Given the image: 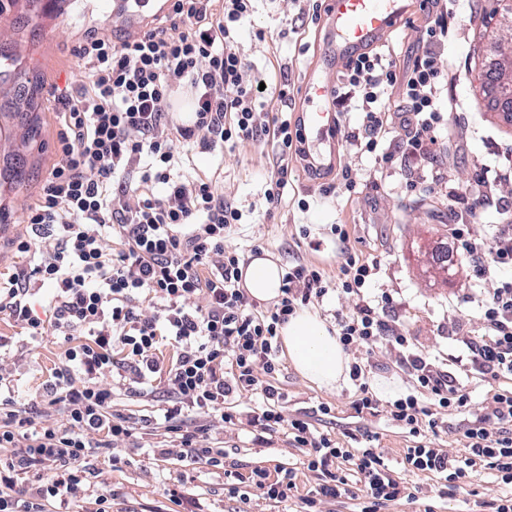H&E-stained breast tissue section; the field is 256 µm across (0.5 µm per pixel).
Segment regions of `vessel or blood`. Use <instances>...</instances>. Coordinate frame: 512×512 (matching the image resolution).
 Segmentation results:
<instances>
[{"label":"vessel or blood","mask_w":512,"mask_h":512,"mask_svg":"<svg viewBox=\"0 0 512 512\" xmlns=\"http://www.w3.org/2000/svg\"><path fill=\"white\" fill-rule=\"evenodd\" d=\"M97 7L134 37L168 4L166 0H98ZM409 11L405 0H325L324 42L303 76L298 112L305 147L318 169L336 164L338 71L349 58L383 43L403 24Z\"/></svg>","instance_id":"obj_1"}]
</instances>
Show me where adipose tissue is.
Returning a JSON list of instances; mask_svg holds the SVG:
<instances>
[{
    "mask_svg": "<svg viewBox=\"0 0 512 512\" xmlns=\"http://www.w3.org/2000/svg\"><path fill=\"white\" fill-rule=\"evenodd\" d=\"M243 285L260 302L277 300L282 269L269 254L256 256L242 270ZM279 338L289 363L305 380L334 390L349 377V360L335 328L317 312L302 308L280 326Z\"/></svg>",
    "mask_w": 512,
    "mask_h": 512,
    "instance_id": "ef3b65f1",
    "label": "adipose tissue"
}]
</instances>
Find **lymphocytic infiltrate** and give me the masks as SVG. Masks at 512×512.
Segmentation results:
<instances>
[{"label": "lymphocytic infiltrate", "instance_id": "lymphocytic-infiltrate-1", "mask_svg": "<svg viewBox=\"0 0 512 512\" xmlns=\"http://www.w3.org/2000/svg\"><path fill=\"white\" fill-rule=\"evenodd\" d=\"M426 2L435 12L412 65L398 67L378 47L360 53L345 64L335 99L343 108L358 99L362 123L352 138L361 152L383 160L388 118L397 116L401 152L420 169L446 143L437 47L448 35V10L446 0ZM252 10L253 0H172L136 38L119 41L92 30L77 46L89 82L54 98L56 161L26 212L29 232L16 243L31 262L0 277V316L27 336H60L70 347L39 407L15 400L12 374L0 365V512H71L87 495L95 512H111L112 491L100 482L96 461L123 463L135 434L130 421L112 412L114 384L148 395L160 372L171 394L162 417L172 425L179 456L220 466L223 448L183 420L194 412L232 422L228 399L256 392L265 406L251 426L288 424L294 442L309 451L306 465L319 482L308 508L347 495L336 470L350 460L362 476V512H381L405 488L375 446L367 442L352 453L314 435L302 419L285 420L280 392L259 378L279 369V326L322 301L336 283L360 301L355 312L336 319L341 345L387 337L414 377L415 393L391 402L392 421L417 436L437 427L439 409L468 408L457 378L412 352L407 336L372 306L377 261L347 260L335 283L316 266L289 265L280 298L265 310L240 288L245 257L228 239L243 213L225 200L217 178L187 177L180 168L183 146L232 151L271 136L278 160L263 197L270 213L282 203L303 139L293 86L281 81L264 97L240 50L238 30ZM394 88L399 103L392 110L380 98ZM180 91L192 102L185 124L170 117ZM448 234L477 277L512 271L511 224L489 241L472 237L465 224L449 225ZM44 288L50 294L35 309L32 300ZM481 313V335L465 343L468 360L492 379L512 374V278L482 300ZM164 337L179 350L166 371L154 356ZM116 349L121 359H113ZM485 410L463 432L464 455L421 443L408 449L407 465L456 487L484 462L512 485V433L486 427L491 419L512 422V396L493 394Z\"/></svg>", "mask_w": 512, "mask_h": 512}]
</instances>
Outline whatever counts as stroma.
Instances as JSON below:
<instances>
[{"mask_svg": "<svg viewBox=\"0 0 512 512\" xmlns=\"http://www.w3.org/2000/svg\"><path fill=\"white\" fill-rule=\"evenodd\" d=\"M87 2L70 0L64 8L50 11L40 0H24L13 11L11 31L0 39V81L11 86L0 97V120L14 129L11 143L0 150V171L14 173L0 181V222L7 226L0 236V273L5 275L23 262L15 242L26 232L24 214L37 202L56 160L58 115L47 93L54 85L73 88L84 81L76 46L86 30L109 23L87 11ZM501 11L500 0H448V39L438 48L447 73L442 98L457 103L458 109L446 115L454 146L433 161L434 170L442 175L433 186H410L412 162L397 157L379 163L344 141L339 165L349 169L355 191L344 188L340 172L316 180L296 162L284 204L267 219L263 193L275 156L271 144L248 143L221 159L194 149L183 167L184 174L192 176L222 171L225 197L243 212L231 242L245 256L266 252L280 266L300 261L320 267L333 279L344 262L333 232L334 225L341 224L350 236L349 254L379 261L374 296L392 298L394 316L412 350L435 358L469 395L467 411L442 409L436 429L425 437L428 446L452 455L462 454L463 431L481 414L487 398L512 392V375L504 373L489 382L463 362L465 340L481 329L480 296L497 287L498 275L480 280L463 259L443 262L450 251L448 226L465 214L463 206L449 208V188L465 189L473 198L480 192L481 171L512 172V124L499 115L491 95L481 92L477 83L478 74L494 58L482 35L497 26ZM297 13L295 0H256L239 30L241 49L255 75L276 78L284 73L291 84H300L323 34L319 27L300 25ZM427 21L426 12L414 10L404 26L388 36L385 46L398 65L421 52L419 35ZM260 30L265 33L261 41L255 37ZM301 198L308 201V210L298 209ZM495 199V206L470 218L476 237L489 239L499 225H512V179L497 181ZM0 335L11 338L22 353L15 372L20 397L29 400L42 393L67 342L58 336L34 340L19 335L6 319L0 320ZM177 353L172 341L160 340L155 357L162 371L156 376L154 394L133 396L118 389L112 402L113 413L128 417L144 442L161 448L170 447L175 438L156 417L166 399L165 370ZM346 355L349 362L365 366L364 382L350 380L339 390L326 391L304 380L284 356L269 382L283 395L284 416L307 420L315 433L350 449L361 446L367 435L377 436L386 463L410 492L384 512H423L428 505L435 512H482L485 502L512 492L484 466L476 467L470 483L460 488L445 487L432 474L411 470L405 452L416 439L389 419L386 398L378 397L371 410L355 408L361 387L372 390L382 380L395 383L398 394L411 392L412 379L399 352L378 337L351 346ZM194 423L223 426V466L207 467L175 455L156 460L134 449L128 450L125 464L114 466L99 459L100 480L112 490V512H186L190 501L199 503L202 512H304L317 475L307 469L306 451L297 447L287 426L271 431L267 445L260 448L253 442L254 427L247 423L222 425L199 416ZM256 467L272 474L281 467L294 471L296 487L288 502L276 503L246 484H234L233 474L246 475Z\"/></svg>", "mask_w": 512, "mask_h": 512, "instance_id": "obj_1", "label": "stroma"}]
</instances>
